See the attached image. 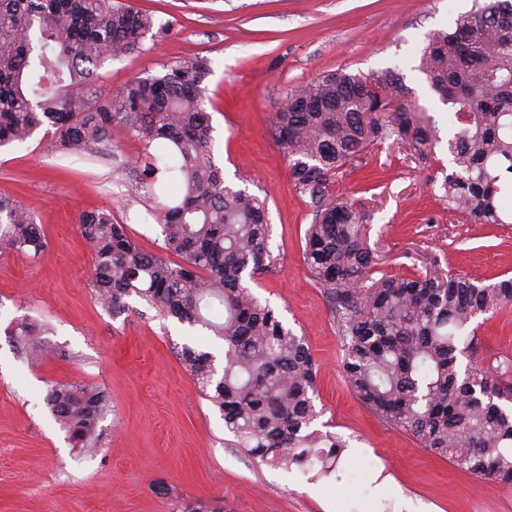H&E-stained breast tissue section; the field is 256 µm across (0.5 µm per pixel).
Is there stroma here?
Instances as JSON below:
<instances>
[{
    "instance_id": "obj_1",
    "label": "stroma",
    "mask_w": 512,
    "mask_h": 512,
    "mask_svg": "<svg viewBox=\"0 0 512 512\" xmlns=\"http://www.w3.org/2000/svg\"><path fill=\"white\" fill-rule=\"evenodd\" d=\"M149 10L164 35L105 65L101 85L116 89L162 64L208 58V110L215 162L226 182L266 199L279 255L277 272L251 289L307 338L318 367V425L357 454L315 482L272 468L237 447L218 411L183 368L178 352L198 332L138 297L112 314L92 286V259L78 231L85 211L112 210L138 246L163 238L145 202L127 204L141 142L112 129L114 156H70L36 130L0 148V195L29 208L46 251L0 252V512H178L220 499L224 512H393L374 497L375 474L398 481L435 512H512V487L478 478L379 420L348 386L332 305L307 273L303 248L312 222L293 189L288 160L271 131L286 91L338 69L400 71L431 115L441 141L429 163L381 145L366 166L336 184L367 217L368 242L389 274L414 270L476 278L512 274V225L450 215L432 179L452 164L446 111L417 66L427 35L454 25L473 0H130ZM43 324L52 356L28 361L14 336L18 318ZM512 362V307L482 324L461 364ZM93 383L110 407L101 450L81 456L49 412L53 383Z\"/></svg>"
}]
</instances>
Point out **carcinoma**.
Listing matches in <instances>:
<instances>
[{
	"mask_svg": "<svg viewBox=\"0 0 512 512\" xmlns=\"http://www.w3.org/2000/svg\"><path fill=\"white\" fill-rule=\"evenodd\" d=\"M166 32L123 0H0V147L50 123L68 154H114L112 127L143 142L134 193L154 202L163 252L141 249L110 209L80 214L100 303L114 313L137 296L162 315L224 341L178 352L239 447L261 462L315 478L347 442L314 427L317 366L305 341L246 281L276 268L266 202L226 184L206 109L209 60L184 58L113 91L97 85L109 62ZM417 70L447 108L452 170L437 185L448 212L477 224H512V0H474L428 36ZM403 76L338 70L294 86L273 131L312 214L308 273L333 306L345 379L358 401L431 453L485 480L512 485V387L503 373L461 369L481 315L512 306V277L385 275L367 243L365 215L333 184L388 141L419 158L440 142L430 116L405 99ZM34 215L0 196V249L40 255ZM177 260H172V257ZM46 329L15 323L30 354L49 351ZM46 405L72 448L97 450L105 392L53 384Z\"/></svg>",
	"mask_w": 512,
	"mask_h": 512,
	"instance_id": "1",
	"label": "carcinoma"
}]
</instances>
